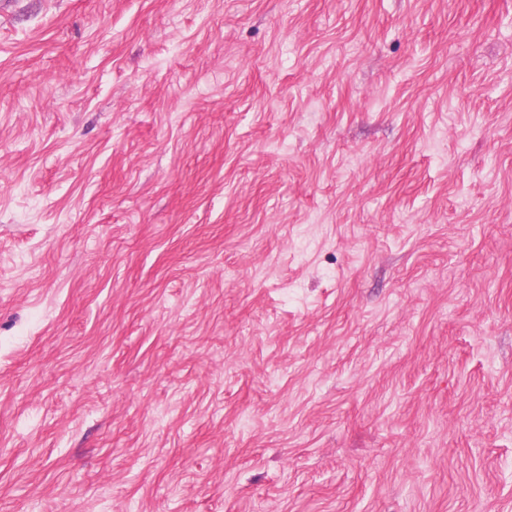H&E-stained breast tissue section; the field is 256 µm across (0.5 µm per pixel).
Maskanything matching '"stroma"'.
Returning <instances> with one entry per match:
<instances>
[{"label": "stroma", "instance_id": "1", "mask_svg": "<svg viewBox=\"0 0 512 512\" xmlns=\"http://www.w3.org/2000/svg\"><path fill=\"white\" fill-rule=\"evenodd\" d=\"M0 512H512V0H9Z\"/></svg>", "mask_w": 512, "mask_h": 512}]
</instances>
